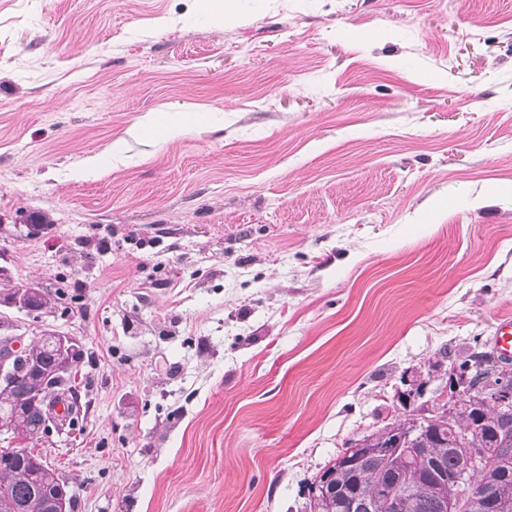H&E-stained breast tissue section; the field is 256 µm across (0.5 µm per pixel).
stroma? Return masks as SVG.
<instances>
[{"label":"stroma","mask_w":512,"mask_h":512,"mask_svg":"<svg viewBox=\"0 0 512 512\" xmlns=\"http://www.w3.org/2000/svg\"><path fill=\"white\" fill-rule=\"evenodd\" d=\"M233 13L0 0V337L84 348L71 512H309L512 317V0Z\"/></svg>","instance_id":"obj_1"}]
</instances>
